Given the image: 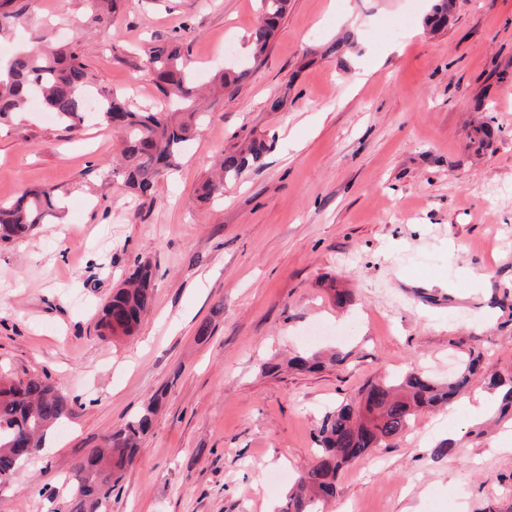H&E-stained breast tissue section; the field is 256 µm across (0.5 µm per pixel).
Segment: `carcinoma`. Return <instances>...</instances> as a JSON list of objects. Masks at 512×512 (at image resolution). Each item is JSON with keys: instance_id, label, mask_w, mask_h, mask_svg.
I'll return each mask as SVG.
<instances>
[{"instance_id": "1", "label": "carcinoma", "mask_w": 512, "mask_h": 512, "mask_svg": "<svg viewBox=\"0 0 512 512\" xmlns=\"http://www.w3.org/2000/svg\"><path fill=\"white\" fill-rule=\"evenodd\" d=\"M89 21L102 23L120 8V0H85ZM262 18L248 36L251 64L265 58L274 33L284 17L288 0H260ZM448 0H438L426 26L440 29L447 22ZM20 0H0V36L26 13ZM148 70L163 95L159 106H136L113 89L97 90L96 116L124 136L123 163L109 171L111 180L149 193L165 172L178 168L184 149L205 113L196 107L197 79L182 47L159 44L148 54ZM247 69H224L213 77L216 90L235 87ZM89 73L84 54L72 44L53 48L33 45L18 50L0 63V120L39 102L67 131L77 128L87 114ZM266 150L262 140L251 139L239 150L225 154L219 173L196 189L197 199L208 202L223 195L224 183L238 177ZM60 202L50 189H26L15 200L0 203V240L27 237L49 217L58 216ZM153 276L149 264L139 265L125 286L115 289L97 322L103 338L131 336L153 304ZM483 353L474 349L447 381H439L420 368L401 375L367 381L358 393L328 411L315 433L317 461L299 471L286 494L281 512H322L320 505L335 494L336 478L348 463L366 457L372 449L388 447L408 429L417 412L446 406L463 393L481 368ZM344 361L341 354L328 358L318 353L299 355L293 364L313 370ZM503 391L500 412L512 414V379H491ZM74 414V400L46 373L17 380H0V485L37 458L50 428ZM154 404L103 438V446L84 456L74 469L72 512H107L112 492L125 470L140 456L152 426Z\"/></svg>"}]
</instances>
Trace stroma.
<instances>
[{
	"label": "stroma",
	"instance_id": "stroma-1",
	"mask_svg": "<svg viewBox=\"0 0 512 512\" xmlns=\"http://www.w3.org/2000/svg\"><path fill=\"white\" fill-rule=\"evenodd\" d=\"M455 3L431 32L432 0H290L265 62L148 196L111 184L121 137L94 115L68 132L34 102L0 123V201L46 188L66 206L0 244V372L49 373L79 400L46 456L0 488V512H69L76 464L152 400L109 512H280L319 420L369 378L445 379L475 347L486 372L512 376V0ZM85 9L30 0L0 57L35 36L71 42L93 87L156 104L147 47L182 45L206 83L246 56L260 15L259 0H124L98 26ZM248 137L268 151L197 203ZM143 262L151 311L134 335L99 339L103 305ZM321 350L347 359L287 364ZM474 427L458 404L419 415L339 472L325 512H512V443Z\"/></svg>",
	"mask_w": 512,
	"mask_h": 512
}]
</instances>
